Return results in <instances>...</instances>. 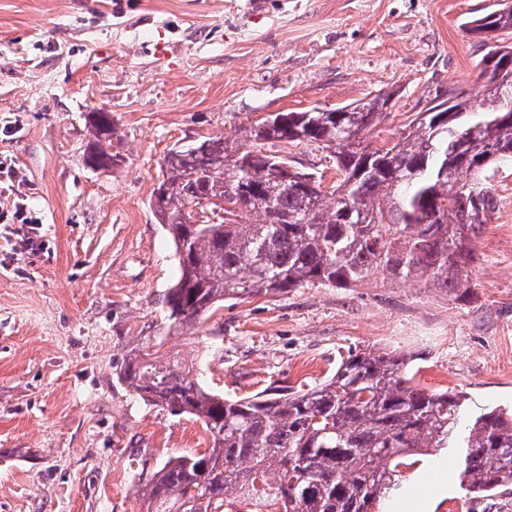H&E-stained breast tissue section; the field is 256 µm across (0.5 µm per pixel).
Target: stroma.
<instances>
[{
	"label": "stroma",
	"instance_id": "1",
	"mask_svg": "<svg viewBox=\"0 0 512 512\" xmlns=\"http://www.w3.org/2000/svg\"><path fill=\"white\" fill-rule=\"evenodd\" d=\"M497 0H0V213L26 205L37 244L0 223V512H143L142 459L212 444L200 422L145 404L116 366L164 325L174 246L149 206L170 149L241 136L276 112L398 90L392 138L419 99L485 78L462 24ZM106 108L121 160L85 164V116ZM472 287L374 276L227 300L163 356L196 362L225 397L324 381L341 356L420 355L417 383L462 392V420L512 407V162ZM461 449L398 467L379 512H456Z\"/></svg>",
	"mask_w": 512,
	"mask_h": 512
}]
</instances>
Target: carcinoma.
Returning <instances> with one entry per match:
<instances>
[{
  "instance_id": "carcinoma-1",
  "label": "carcinoma",
  "mask_w": 512,
  "mask_h": 512,
  "mask_svg": "<svg viewBox=\"0 0 512 512\" xmlns=\"http://www.w3.org/2000/svg\"><path fill=\"white\" fill-rule=\"evenodd\" d=\"M481 40L488 80L481 95L450 87L411 119L392 146L363 136L394 91L324 112L287 111L245 129L171 149L155 215L178 256L180 274L164 294L160 346L205 324L225 300L283 294L305 285L351 288L376 274L426 280L454 298L472 288L470 247L497 205L481 175L512 159V90L495 73L512 62V0L465 22ZM88 162L117 165L108 112H89ZM309 142L340 173L288 165L276 146ZM237 206L230 220L187 219L192 204ZM415 355L359 351L307 390L268 387L228 400L195 366L135 348L116 370L145 403L202 422L213 446L140 472L146 512H234V503L276 512H374L406 460L463 448L460 485L469 512H502L512 488V409L492 408L460 424L462 395L413 383Z\"/></svg>"
}]
</instances>
